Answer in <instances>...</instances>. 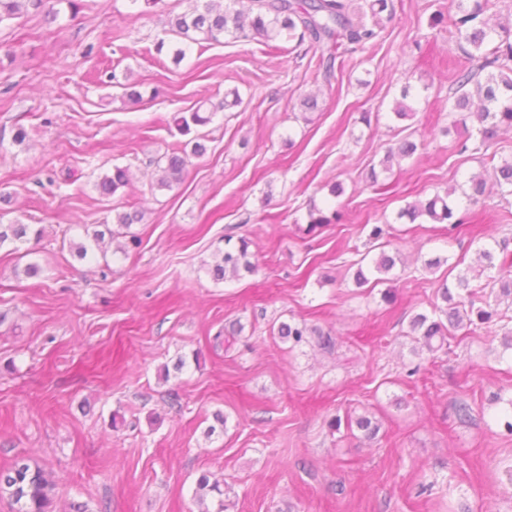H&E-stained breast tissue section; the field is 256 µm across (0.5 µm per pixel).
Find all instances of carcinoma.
<instances>
[{
    "instance_id": "cac0c4a2",
    "label": "carcinoma",
    "mask_w": 512,
    "mask_h": 512,
    "mask_svg": "<svg viewBox=\"0 0 512 512\" xmlns=\"http://www.w3.org/2000/svg\"><path fill=\"white\" fill-rule=\"evenodd\" d=\"M188 8L168 16L167 33L178 38L170 48L172 59L177 61L186 55L192 44L217 42L224 36L245 41L261 42L272 49L284 51L280 42L305 41L325 45L317 70L330 77L335 67L343 66L350 46L364 45L375 41L383 31L381 13L389 10V0H187ZM45 9V0H0V24L16 19L23 9ZM455 9L448 38L462 49L466 59L478 61L477 69L462 67L455 69L454 96L448 99V108L457 113L454 128L469 131L475 128L474 150L489 148L500 130H512V28L503 25L493 12L495 0H450ZM486 76H481L482 71ZM216 109L208 101L200 100L196 107L175 118L177 131L185 136L192 127L212 121ZM417 151V144L407 139L387 150L381 165L390 169L398 157H409ZM206 147L199 139L187 142L182 147L166 151L157 161L156 187L173 190L180 187L191 165L190 158L200 157ZM497 185L502 194L512 196V158H504L495 167ZM129 182L128 169L116 166L112 172L100 177L95 187L103 197L113 196ZM485 196V181L481 174L465 177L461 184L448 188L444 194L408 205L401 216L414 222L427 218L435 223L454 226L463 222L462 212L480 203ZM312 232L323 224H332L338 212L326 214L324 210L311 206L308 211ZM40 237L41 231L32 230L28 224L0 223V248L23 243L29 236ZM119 233L104 225L102 230H93L91 239L101 254H106L105 240L117 239ZM227 248L213 266V277L217 281L237 279L241 272H254L255 263L249 260L250 241L241 236L237 242L227 237ZM507 243L492 237L479 249L480 259L486 268H497L492 277L498 285L495 295L484 292V288L472 289L467 274L456 276L458 296H453L448 282L439 288L442 304L433 306L432 314L418 313L410 320L411 333L420 344V350L433 356L450 346L454 332L479 323L493 335H502V345L512 349V303L501 306V298L512 299V266L495 264L496 253L505 250ZM495 302H490V298ZM278 336L295 344L316 337L320 349L330 351L335 339L328 333L311 328L304 323L279 324ZM56 480L52 471L25 457L16 458L12 464L0 470V500H7L12 512H49L53 503ZM215 492L223 495L219 482L210 481L207 474L197 479L195 496L198 499Z\"/></svg>"
}]
</instances>
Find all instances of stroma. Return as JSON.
<instances>
[{"instance_id": "1", "label": "stroma", "mask_w": 512, "mask_h": 512, "mask_svg": "<svg viewBox=\"0 0 512 512\" xmlns=\"http://www.w3.org/2000/svg\"><path fill=\"white\" fill-rule=\"evenodd\" d=\"M54 8L52 22L31 9L0 25L5 219L43 231L0 248V467L25 456L52 470L53 512H216L217 494L194 497L205 472L227 489V512H512V358L473 327L432 360L414 353L409 327L431 312L449 263L478 269L487 235L512 240V196L495 191L452 230L399 215L470 173L492 178L496 158L512 156V132L485 154L456 148L448 74L466 60L448 39V0H394L382 38L329 78L316 76L308 42L284 54L225 39L173 65L155 44L180 0L143 15L130 0ZM407 84L415 115L400 121L392 107ZM158 86L166 97L153 98ZM234 90L241 104L195 129L207 152L185 183L154 189V158L183 141L175 113ZM308 94L318 108L306 113ZM403 138L417 153L380 170ZM116 165L130 184L101 197L94 183ZM313 205L339 221L307 233ZM135 210L141 244L127 254L80 261L62 245ZM377 224L398 262L360 288ZM229 235L250 239L258 270L216 281L208 267ZM435 257L443 265L426 270ZM30 262L40 277L21 275ZM236 321L243 333L217 340ZM283 322L336 345H293L272 332ZM180 358L182 373L167 374ZM459 401L470 420L457 418ZM217 412L226 429L205 437ZM362 415L381 421L374 439L348 427Z\"/></svg>"}]
</instances>
